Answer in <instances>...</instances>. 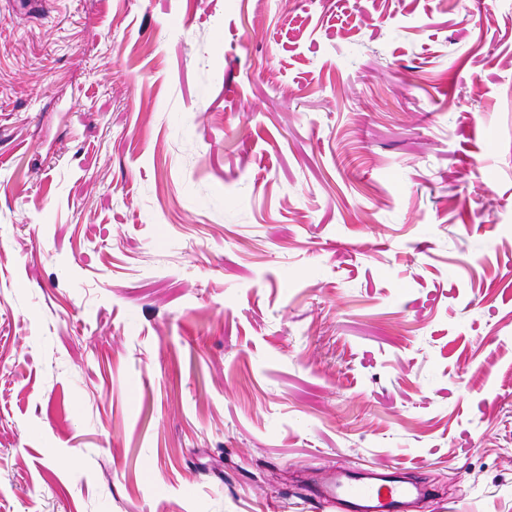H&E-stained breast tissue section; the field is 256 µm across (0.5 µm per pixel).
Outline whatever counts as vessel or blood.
I'll use <instances>...</instances> for the list:
<instances>
[{
	"instance_id": "obj_1",
	"label": "vessel or blood",
	"mask_w": 512,
	"mask_h": 512,
	"mask_svg": "<svg viewBox=\"0 0 512 512\" xmlns=\"http://www.w3.org/2000/svg\"><path fill=\"white\" fill-rule=\"evenodd\" d=\"M419 485L401 480L396 473L371 475L364 469H344L329 474L311 491L316 503L337 504L346 512H404L408 499L420 495Z\"/></svg>"
}]
</instances>
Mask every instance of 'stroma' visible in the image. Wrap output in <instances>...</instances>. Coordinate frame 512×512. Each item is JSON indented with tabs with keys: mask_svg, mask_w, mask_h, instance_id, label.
Returning <instances> with one entry per match:
<instances>
[{
	"mask_svg": "<svg viewBox=\"0 0 512 512\" xmlns=\"http://www.w3.org/2000/svg\"><path fill=\"white\" fill-rule=\"evenodd\" d=\"M512 512V0H0V512ZM424 493L417 484L401 480L395 472L372 477L366 469H344L329 474L312 499L337 504L352 512H402L408 499Z\"/></svg>",
	"mask_w": 512,
	"mask_h": 512,
	"instance_id": "stroma-1",
	"label": "stroma"
}]
</instances>
